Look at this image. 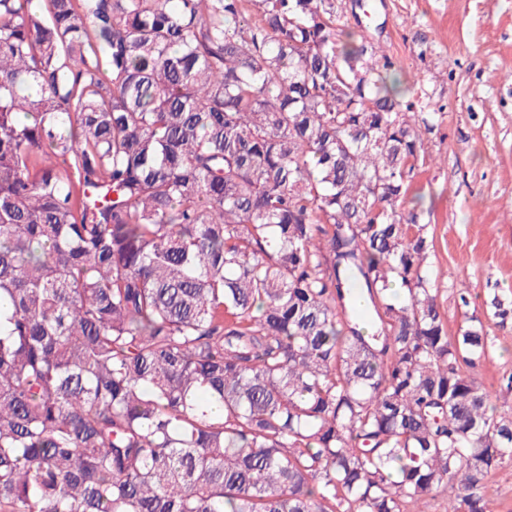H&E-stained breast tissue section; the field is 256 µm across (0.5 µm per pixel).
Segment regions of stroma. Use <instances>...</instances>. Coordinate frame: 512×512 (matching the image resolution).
Instances as JSON below:
<instances>
[{"mask_svg":"<svg viewBox=\"0 0 512 512\" xmlns=\"http://www.w3.org/2000/svg\"><path fill=\"white\" fill-rule=\"evenodd\" d=\"M337 0L342 28H362L405 80V99L432 126L429 162L411 179L406 209L434 235L439 303L456 332L464 318L455 288L482 307L512 290V0ZM490 353L478 377L499 411L512 374V324L483 319Z\"/></svg>","mask_w":512,"mask_h":512,"instance_id":"35a3bbf8","label":"stroma"}]
</instances>
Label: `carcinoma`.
Segmentation results:
<instances>
[{"mask_svg": "<svg viewBox=\"0 0 512 512\" xmlns=\"http://www.w3.org/2000/svg\"><path fill=\"white\" fill-rule=\"evenodd\" d=\"M393 71L336 0H0V512H493Z\"/></svg>", "mask_w": 512, "mask_h": 512, "instance_id": "carcinoma-1", "label": "carcinoma"}]
</instances>
